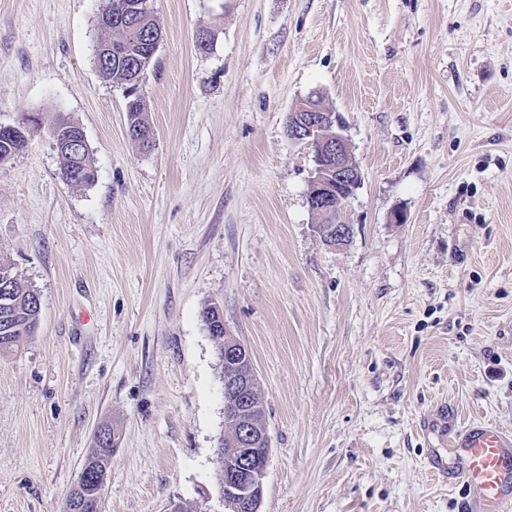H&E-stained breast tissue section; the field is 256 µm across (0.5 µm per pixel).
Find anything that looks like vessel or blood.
I'll return each mask as SVG.
<instances>
[{"mask_svg": "<svg viewBox=\"0 0 512 512\" xmlns=\"http://www.w3.org/2000/svg\"><path fill=\"white\" fill-rule=\"evenodd\" d=\"M429 425L447 431L451 458L447 464L433 460V467L472 492L461 512H512V433L487 421L460 423L450 406Z\"/></svg>", "mask_w": 512, "mask_h": 512, "instance_id": "b4317fda", "label": "vessel or blood"}]
</instances>
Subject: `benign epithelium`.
Segmentation results:
<instances>
[{"instance_id": "benign-epithelium-1", "label": "benign epithelium", "mask_w": 512, "mask_h": 512, "mask_svg": "<svg viewBox=\"0 0 512 512\" xmlns=\"http://www.w3.org/2000/svg\"><path fill=\"white\" fill-rule=\"evenodd\" d=\"M339 114L316 102L314 96L304 99L288 113L285 133L288 140L308 150L315 177L311 182L308 203L316 215V230L324 238L336 239V246L345 245L351 226L344 218L348 202L360 187L362 175ZM53 148L61 154L76 142H86L84 132H67L58 126L47 131ZM213 339L224 363V430L233 431L221 454L220 492L227 512H262L264 478L266 475L270 436L265 425L255 423L251 414L257 377L247 349L231 334L226 324L214 327ZM107 470L97 473L99 488L96 501L91 502L75 487L72 509L86 512L94 506L102 510Z\"/></svg>"}]
</instances>
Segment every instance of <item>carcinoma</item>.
Instances as JSON below:
<instances>
[{
	"label": "carcinoma",
	"mask_w": 512,
	"mask_h": 512,
	"mask_svg": "<svg viewBox=\"0 0 512 512\" xmlns=\"http://www.w3.org/2000/svg\"><path fill=\"white\" fill-rule=\"evenodd\" d=\"M119 0H108L104 9L112 13V27L102 29L101 40L110 41L122 47V55L113 58L112 66L103 70V75L112 82L125 87L135 88L144 71L151 64L154 54L147 39L157 29L158 22L155 16L140 15L130 17L126 13L114 11V4ZM126 112L128 118L134 122L139 130L135 131L133 141L142 147L152 144V129L145 118V97L141 94L127 98ZM25 147V138L0 136V159L6 156H15ZM60 173L64 174L73 168L81 170L80 179L71 181V185L83 187L94 183L98 177V170L90 155L89 147L79 143L73 151L61 156ZM10 272L11 280L8 285L0 282V352L15 349L20 341L35 332L41 310L40 295L34 288L26 285L20 275L13 268L0 265V274ZM112 437V430L106 429L104 435H95L93 447L98 449L99 456L92 465L96 470L110 463L105 448V440Z\"/></svg>",
	"instance_id": "cac0c4a2"
}]
</instances>
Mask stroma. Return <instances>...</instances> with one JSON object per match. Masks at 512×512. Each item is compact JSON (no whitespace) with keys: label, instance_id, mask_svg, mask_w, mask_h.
<instances>
[{"label":"stroma","instance_id":"35a3bbf8","mask_svg":"<svg viewBox=\"0 0 512 512\" xmlns=\"http://www.w3.org/2000/svg\"><path fill=\"white\" fill-rule=\"evenodd\" d=\"M150 3L144 150L94 63L107 0H0V124L44 127L0 163V262L41 299L0 356V512H63L105 424L103 512H225L211 303L258 378L262 512H458L420 423L512 431V0ZM311 95L363 175L339 248L285 134ZM63 119L92 185L60 177ZM48 137L52 142L53 148L57 151L58 155L66 149H70L76 142H86V137L82 129L79 132H65L58 126H53L47 131ZM75 153H64L61 156L60 175L69 172L72 168L81 170L80 179L71 181L70 185L76 187H83L93 184L98 177V170L90 155L88 145L77 143L72 149Z\"/></svg>","mask_w":512,"mask_h":512}]
</instances>
